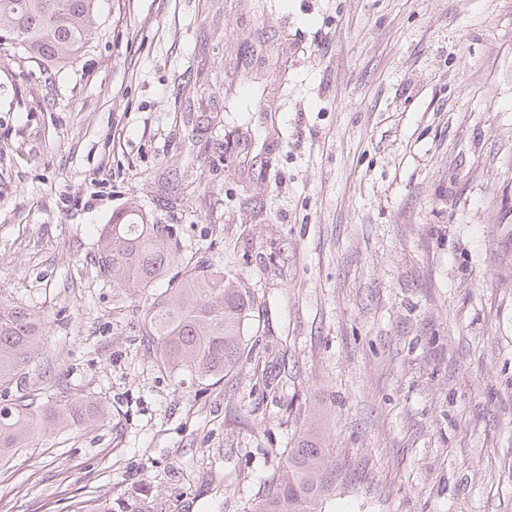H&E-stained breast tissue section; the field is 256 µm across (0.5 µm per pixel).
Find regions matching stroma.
I'll use <instances>...</instances> for the list:
<instances>
[{"instance_id":"35a3bbf8","label":"stroma","mask_w":512,"mask_h":512,"mask_svg":"<svg viewBox=\"0 0 512 512\" xmlns=\"http://www.w3.org/2000/svg\"><path fill=\"white\" fill-rule=\"evenodd\" d=\"M136 208L250 289L252 366L157 370L93 265ZM0 295L48 331L20 389L107 411L0 512H249L309 427L316 512H512V0H105L72 68L0 46Z\"/></svg>"}]
</instances>
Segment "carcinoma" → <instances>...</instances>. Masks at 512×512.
I'll return each instance as SVG.
<instances>
[{
  "instance_id": "obj_1",
  "label": "carcinoma",
  "mask_w": 512,
  "mask_h": 512,
  "mask_svg": "<svg viewBox=\"0 0 512 512\" xmlns=\"http://www.w3.org/2000/svg\"><path fill=\"white\" fill-rule=\"evenodd\" d=\"M102 0H0V44L26 59L62 69L88 43ZM98 274L127 294L145 298L142 335L151 339L159 369L195 381L220 380L243 368L245 325L254 296L224 277V270L189 255L174 224L122 211L98 232ZM164 281L166 288L154 284ZM43 319L33 308L0 296V391L18 383L47 347ZM91 400L55 388L41 398L20 394L0 405V461L53 426L78 427L103 415L89 414ZM281 465L252 512H314L331 485L330 451L318 434L303 430L279 452ZM59 512H108L94 500Z\"/></svg>"
}]
</instances>
